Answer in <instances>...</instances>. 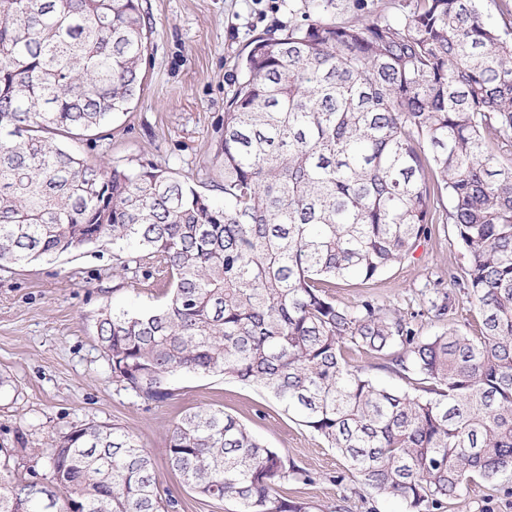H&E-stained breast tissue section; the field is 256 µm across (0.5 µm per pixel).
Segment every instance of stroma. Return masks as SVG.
<instances>
[{
    "label": "stroma",
    "instance_id": "obj_1",
    "mask_svg": "<svg viewBox=\"0 0 512 512\" xmlns=\"http://www.w3.org/2000/svg\"><path fill=\"white\" fill-rule=\"evenodd\" d=\"M153 30L139 96L95 135L67 140L87 160L118 166L152 163L193 179L215 200L224 198V159L217 147L234 90L236 65L248 45L272 25L303 22L305 0H141ZM448 197L434 200L437 223L412 257L373 281L337 282L336 305L373 299L384 312L404 316L423 336L446 330L429 313L433 285L449 288L467 261L443 218ZM111 247H89L31 264L0 269V448L24 436L40 447L46 436L97 421L122 427L152 456L161 490L178 501L177 512H238L229 500L204 499L167 464L170 432L186 413L224 410L265 446L309 471L280 492L310 512H405L395 498L375 494L347 472L344 459L265 390L220 375L183 373L175 395L147 404L121 389L96 335L94 316L105 303L132 311L161 306L165 290L114 275ZM352 364L388 387L419 395L423 385L401 378L384 359L353 353ZM444 512H512V477L471 482L449 498Z\"/></svg>",
    "mask_w": 512,
    "mask_h": 512
}]
</instances>
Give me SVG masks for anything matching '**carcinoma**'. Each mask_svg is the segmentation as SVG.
Segmentation results:
<instances>
[{
  "label": "carcinoma",
  "mask_w": 512,
  "mask_h": 512,
  "mask_svg": "<svg viewBox=\"0 0 512 512\" xmlns=\"http://www.w3.org/2000/svg\"><path fill=\"white\" fill-rule=\"evenodd\" d=\"M307 23L250 43L224 112V204L158 165L90 163L62 139L99 129L141 91L151 34L140 0H0V269L112 245L123 276L169 286L160 308L95 316L112 378L145 401L181 373L261 386L409 512L512 474V4L410 0L396 17ZM467 258L450 280L475 333L421 336L336 279L368 282L431 234V200ZM430 311L453 321L456 296ZM429 383L384 387L349 353ZM46 467L0 476V512H172L148 452L87 422L49 438ZM168 466L238 512H306L279 492L312 481L221 409L183 415ZM53 490L48 506L33 486Z\"/></svg>",
  "instance_id": "carcinoma-1"
}]
</instances>
